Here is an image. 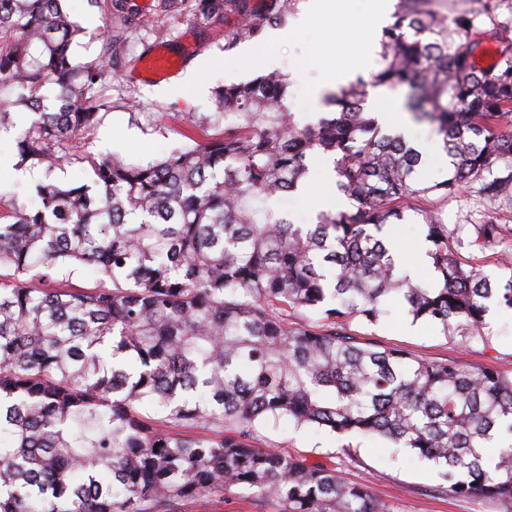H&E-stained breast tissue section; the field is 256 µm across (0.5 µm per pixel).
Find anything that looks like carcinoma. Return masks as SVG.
Wrapping results in <instances>:
<instances>
[{
    "label": "carcinoma",
    "mask_w": 512,
    "mask_h": 512,
    "mask_svg": "<svg viewBox=\"0 0 512 512\" xmlns=\"http://www.w3.org/2000/svg\"><path fill=\"white\" fill-rule=\"evenodd\" d=\"M214 24L235 10L240 41L259 40L295 0L255 14L247 0H166ZM107 14L103 48L73 62L82 29L62 0H0V129L30 113L19 164L80 157L70 143L97 122L94 85L136 23L127 0H88ZM381 68L327 97L334 111L300 125L274 72L224 85V132L162 159L86 158L91 184L48 180L31 207L0 199V512H184L226 488L278 512H391L361 483L258 444L260 423L283 419L338 436L409 449L444 469L450 497L512 512V378L359 342L352 321L376 325L400 295L413 321L465 341L484 335L489 302L512 309V275L497 288L458 248L503 239L474 224L463 242L439 213L473 179L495 202L512 196V43L491 71L432 0H398ZM53 86L54 98L43 94ZM407 88L405 107L434 125L448 177L422 179L421 152L382 131L366 88ZM319 158L350 200L315 224L273 202L308 187ZM422 216L434 279L401 272L390 239ZM42 268L34 275L32 271ZM93 267L105 280L69 287ZM312 315L288 323V311ZM198 428L206 434L195 433ZM500 442L489 457L484 448Z\"/></svg>",
    "instance_id": "cac0c4a2"
}]
</instances>
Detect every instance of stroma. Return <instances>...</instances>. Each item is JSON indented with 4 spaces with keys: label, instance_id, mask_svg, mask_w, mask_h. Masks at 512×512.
<instances>
[{
    "label": "stroma",
    "instance_id": "stroma-1",
    "mask_svg": "<svg viewBox=\"0 0 512 512\" xmlns=\"http://www.w3.org/2000/svg\"><path fill=\"white\" fill-rule=\"evenodd\" d=\"M141 14L153 17V25L128 33V51L113 65L111 77L98 85L104 107L99 122L85 138L74 141L78 154L102 158L112 153L135 161L149 162L186 146L189 137L223 129L213 90L220 84L248 81L268 72L285 75L287 102L301 122H314L327 112L325 99L314 98L312 87L321 78L320 64L349 52L348 31L372 28L373 38L364 48L371 61L360 68L366 76L380 67L382 27L373 26L369 0H350L342 30L300 22L309 0H297L284 23L267 27L260 41L232 43L236 13L225 12L222 23L203 28L189 16L170 21L156 15L157 0H131ZM65 9L84 30L73 47L77 64L97 58L101 52L105 23L102 13L87 0H65ZM435 9L456 17L476 16L470 37L482 47L512 41V0H434ZM200 67L195 80L185 81L187 69ZM367 105L376 112H396L412 139L422 145L432 179H443L446 166L440 137L426 122L415 121L404 109L406 89L368 87ZM13 127L0 131V193L28 202L30 192L44 177L40 167L17 166L16 142L27 123L17 114ZM448 226L469 227L492 220L506 225L503 240L485 249L462 247L460 254L479 266L491 279H504L512 272V198L486 202L479 182H471L438 207ZM409 319L400 298H391L379 325L352 324L363 341L383 347L411 351L429 361L457 360L469 367H487L512 376V310L492 307L486 316L485 336L469 341L443 336L432 325L419 322L407 328ZM262 445L322 463L343 479L367 484L372 494L386 502L392 512H497L495 503L459 500L443 492L441 470L428 461L413 459L405 448H394L380 440L358 435H330L298 428L288 422L261 428Z\"/></svg>",
    "mask_w": 512,
    "mask_h": 512
}]
</instances>
